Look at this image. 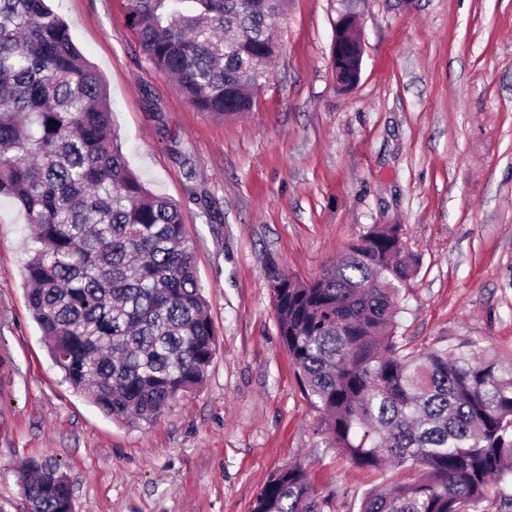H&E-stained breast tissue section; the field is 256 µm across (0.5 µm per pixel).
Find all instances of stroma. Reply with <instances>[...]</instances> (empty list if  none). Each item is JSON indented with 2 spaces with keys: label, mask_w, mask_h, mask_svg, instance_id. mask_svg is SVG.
<instances>
[{
  "label": "stroma",
  "mask_w": 512,
  "mask_h": 512,
  "mask_svg": "<svg viewBox=\"0 0 512 512\" xmlns=\"http://www.w3.org/2000/svg\"><path fill=\"white\" fill-rule=\"evenodd\" d=\"M51 6L106 84L130 168L180 205L217 352L203 385L153 422L112 421L51 359L25 294L30 226L0 200V512H26L18 469L45 456L75 512H250L294 463L330 512H358L398 475L317 435L266 270L315 278L371 225H400L419 264L399 335L417 349L475 339L512 359V0H364L361 74L345 91L337 0H287L280 57L251 112L224 120L145 61L127 0Z\"/></svg>",
  "instance_id": "35a3bbf8"
}]
</instances>
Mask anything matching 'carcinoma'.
Masks as SVG:
<instances>
[{
    "instance_id": "1",
    "label": "carcinoma",
    "mask_w": 512,
    "mask_h": 512,
    "mask_svg": "<svg viewBox=\"0 0 512 512\" xmlns=\"http://www.w3.org/2000/svg\"><path fill=\"white\" fill-rule=\"evenodd\" d=\"M284 0H128L139 48L197 111H249L281 50ZM0 198L35 233L26 297L64 380L112 420L152 422L200 387L217 336L177 202L128 166L101 76L46 0H0ZM417 259L374 224L321 276L274 262L282 344L323 411L317 434L358 467L416 471L359 512H482L512 481V362L475 340L408 351L399 287ZM50 457L20 476L30 512H74ZM299 465L269 475L251 512H325Z\"/></svg>"
}]
</instances>
